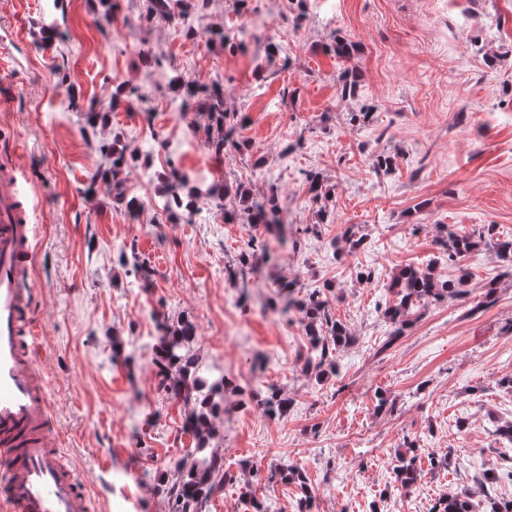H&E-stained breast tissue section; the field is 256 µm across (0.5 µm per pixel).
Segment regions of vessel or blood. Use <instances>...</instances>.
Wrapping results in <instances>:
<instances>
[{"label": "vessel or blood", "instance_id": "vessel-or-blood-1", "mask_svg": "<svg viewBox=\"0 0 512 512\" xmlns=\"http://www.w3.org/2000/svg\"><path fill=\"white\" fill-rule=\"evenodd\" d=\"M37 251L21 170L0 166V512H87L56 432L28 285Z\"/></svg>", "mask_w": 512, "mask_h": 512}]
</instances>
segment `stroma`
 I'll list each match as a JSON object with an SVG mask.
<instances>
[{
    "label": "stroma",
    "instance_id": "35a3bbf8",
    "mask_svg": "<svg viewBox=\"0 0 512 512\" xmlns=\"http://www.w3.org/2000/svg\"><path fill=\"white\" fill-rule=\"evenodd\" d=\"M112 3L110 31L97 23L99 0H0V165L23 170L37 203L29 283L40 368L89 512H169L166 484L193 443L183 402L158 389L153 347L160 326L184 317L202 361L229 385L213 442L228 479L209 512H245L250 496L297 512L296 488L274 476L287 463L310 478L311 512H429L448 492L479 505L512 499V445L495 433L512 422V278L494 246L464 259L466 295L420 308L393 347L378 311L401 267L432 262L455 278L440 258L445 231L489 226L512 239V0H249L270 43L213 40L236 0H210L188 32L146 23L147 0ZM335 35L356 43L350 60L329 53ZM346 70L357 91L344 98L336 77ZM218 78L225 108L243 118L241 149L220 158L207 148L205 108H165L177 81ZM120 87L149 98L113 105ZM72 98L79 110H68ZM91 102L107 120L90 130L81 108ZM112 143L138 158L127 173L143 203L134 216L95 179ZM381 154L389 171L376 168ZM174 168L197 188L240 184L257 201L276 185L281 231L228 223L231 194L223 208L202 198L191 217H173ZM311 171L334 190L318 237L302 232L322 207ZM349 224L368 239L354 253L337 238ZM253 232L267 249L254 253L245 293L225 269ZM364 269L373 281L358 278ZM286 280L301 292L334 284L332 313L356 338L336 353L338 375L305 372L300 314L269 306ZM272 386L291 398L288 414L257 406ZM382 396L392 411H378ZM407 440L449 465L421 462L417 482L401 487L392 467ZM486 472L495 480L483 486Z\"/></svg>",
    "mask_w": 512,
    "mask_h": 512
}]
</instances>
